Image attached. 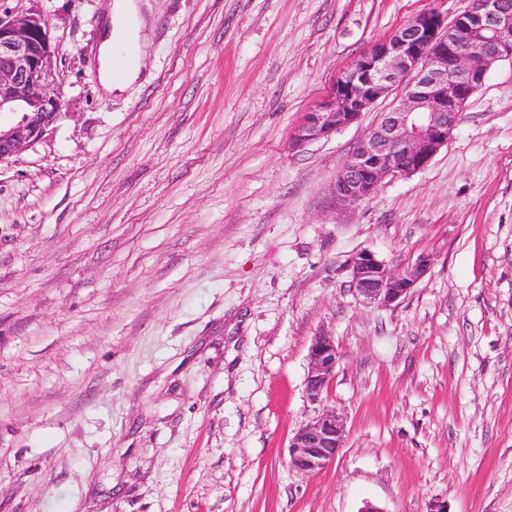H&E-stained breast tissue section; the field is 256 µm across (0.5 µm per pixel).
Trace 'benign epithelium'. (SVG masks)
Listing matches in <instances>:
<instances>
[{
	"label": "benign epithelium",
	"instance_id": "obj_1",
	"mask_svg": "<svg viewBox=\"0 0 512 512\" xmlns=\"http://www.w3.org/2000/svg\"><path fill=\"white\" fill-rule=\"evenodd\" d=\"M9 2L0 0V112L17 118L0 124V163L40 140L65 108L54 81L58 50L47 17L39 9L19 11ZM503 59H512V5L507 0H478L451 21L437 11H424L341 73L330 96L298 126L293 144L332 135L405 86L400 103L370 129L336 177L338 202L362 201L385 178L411 176L430 164L448 145L466 102ZM429 265L430 258L423 256L411 266L391 269L364 250L350 258L348 269L360 296L390 307L407 296ZM308 359L306 394L315 403L335 375L339 356L332 338L314 337ZM345 438L341 418L326 410L295 432L289 464L317 473L334 462Z\"/></svg>",
	"mask_w": 512,
	"mask_h": 512
}]
</instances>
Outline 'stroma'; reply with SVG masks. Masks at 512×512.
<instances>
[{"instance_id": "stroma-1", "label": "stroma", "mask_w": 512, "mask_h": 512, "mask_svg": "<svg viewBox=\"0 0 512 512\" xmlns=\"http://www.w3.org/2000/svg\"><path fill=\"white\" fill-rule=\"evenodd\" d=\"M133 2L140 72L109 95L115 0H41L68 112L0 165V512H512V60L369 199L333 184L403 88L292 144L375 41L471 0ZM362 250L431 264L382 307L350 286ZM326 409L345 444L299 473ZM309 367L306 377V394L310 402L321 401L336 371L338 352L330 336H315L309 348ZM345 438L341 418L335 410H325L295 432L288 448L289 464L301 472L317 473L334 462Z\"/></svg>"}]
</instances>
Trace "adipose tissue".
I'll return each instance as SVG.
<instances>
[{"label":"adipose tissue","mask_w":512,"mask_h":512,"mask_svg":"<svg viewBox=\"0 0 512 512\" xmlns=\"http://www.w3.org/2000/svg\"><path fill=\"white\" fill-rule=\"evenodd\" d=\"M104 35L99 79L107 90H118L122 88L124 80L134 78L139 69V57L136 51L138 27L125 0H120L119 4H116L110 22L105 27ZM118 43L129 47V60L124 77L120 80L112 75L113 47Z\"/></svg>","instance_id":"adipose-tissue-1"}]
</instances>
